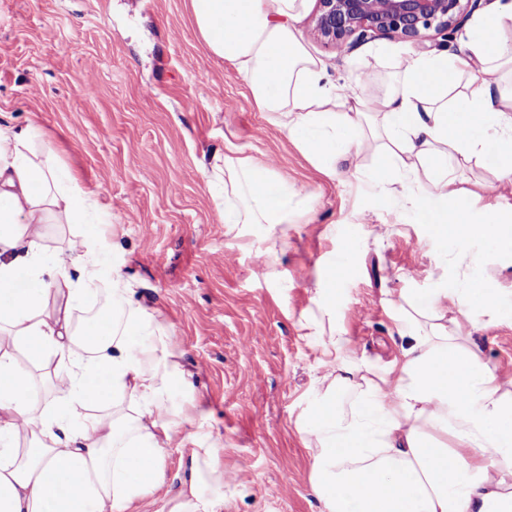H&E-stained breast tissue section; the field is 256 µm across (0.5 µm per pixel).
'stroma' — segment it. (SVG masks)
<instances>
[{"instance_id": "1", "label": "stroma", "mask_w": 512, "mask_h": 512, "mask_svg": "<svg viewBox=\"0 0 512 512\" xmlns=\"http://www.w3.org/2000/svg\"><path fill=\"white\" fill-rule=\"evenodd\" d=\"M317 10L310 0L296 35L353 98L380 96L418 51L384 37L335 50L313 34ZM205 80L217 96H196ZM6 124L36 127V155L97 193L95 231L115 245L140 301L173 327L185 376L226 442L224 512H323L293 424L320 395L318 354L299 330L317 311L315 289H335L337 335L380 371L399 354L392 311L403 293L430 297L481 279L497 294L493 311L464 316L447 301L440 309L500 381L512 379V254L487 238H438L405 203L426 194L427 172L374 180L382 141L361 154L357 175L322 173L251 105L242 75L208 52L189 0H0ZM228 139L307 195L311 221L287 243L265 224L240 236L222 223L205 172ZM450 166L476 221L512 223V184L495 181L489 159L459 153ZM270 246L275 286L253 268L256 250ZM462 248L475 265L455 266ZM336 262L341 270L324 276Z\"/></svg>"}]
</instances>
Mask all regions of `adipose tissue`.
<instances>
[{
	"label": "adipose tissue",
	"instance_id": "ef3b65f1",
	"mask_svg": "<svg viewBox=\"0 0 512 512\" xmlns=\"http://www.w3.org/2000/svg\"><path fill=\"white\" fill-rule=\"evenodd\" d=\"M309 0H190L197 31L247 82L267 120L311 153L327 174L357 146L372 114L392 147L375 174L431 173L422 208L435 231L492 236L512 254L511 224H477L459 202L447 160L492 155L493 175L512 182V93L492 94L512 53L495 39L512 8L481 18L452 55L412 57L395 87L351 112L346 97L297 38ZM467 85H459V78ZM33 128L0 127V512H135L163 498L169 448L190 447V476L171 512H224V439L206 428L163 313L145 307L120 263L94 237L41 246L55 219L84 223L97 201L71 171L36 160ZM230 228L266 224L287 234L303 211L276 173L232 141L207 172ZM107 304L85 323L73 309L100 281ZM320 316L301 323L319 350L322 392L297 415L311 452V486L326 512H512V389L481 350L438 319L436 299L409 296L393 319L401 339L387 372L361 376L349 341L326 335L335 290L316 289ZM58 360L52 404L39 405L32 368ZM359 398L350 411L337 398Z\"/></svg>",
	"mask_w": 512,
	"mask_h": 512
}]
</instances>
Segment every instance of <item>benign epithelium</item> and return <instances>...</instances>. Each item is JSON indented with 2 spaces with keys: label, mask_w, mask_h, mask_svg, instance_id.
I'll return each instance as SVG.
<instances>
[{
  "label": "benign epithelium",
  "mask_w": 512,
  "mask_h": 512,
  "mask_svg": "<svg viewBox=\"0 0 512 512\" xmlns=\"http://www.w3.org/2000/svg\"><path fill=\"white\" fill-rule=\"evenodd\" d=\"M315 35L350 51L353 43L380 36L421 41L448 36L462 23L471 0H318Z\"/></svg>",
  "instance_id": "benign-epithelium-1"
}]
</instances>
